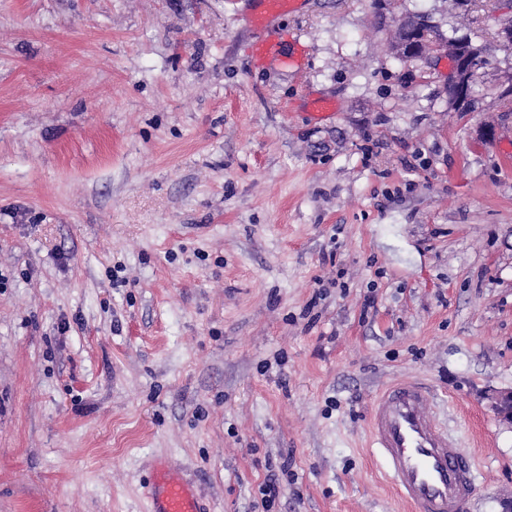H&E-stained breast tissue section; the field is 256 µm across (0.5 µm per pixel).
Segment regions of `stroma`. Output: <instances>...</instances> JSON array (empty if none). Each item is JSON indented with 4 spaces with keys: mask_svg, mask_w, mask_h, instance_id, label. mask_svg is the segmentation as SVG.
Wrapping results in <instances>:
<instances>
[{
    "mask_svg": "<svg viewBox=\"0 0 512 512\" xmlns=\"http://www.w3.org/2000/svg\"><path fill=\"white\" fill-rule=\"evenodd\" d=\"M256 6L0 0V512H148L160 460L212 512H409L366 426L404 377L468 512L512 492V51L460 112L384 47L452 0ZM261 7L260 12L253 15L252 19L256 25H263L270 18L280 16L286 12L293 11L299 0H257ZM423 22H428L423 16L405 15L401 19H398L395 25L393 39L388 44V49L392 52V49L396 51L397 55L403 58L399 54L398 42L403 39H408L409 34L415 29V27ZM396 43V44H394ZM394 44V45H393Z\"/></svg>",
    "mask_w": 512,
    "mask_h": 512,
    "instance_id": "stroma-1",
    "label": "stroma"
}]
</instances>
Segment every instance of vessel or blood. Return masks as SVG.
Returning a JSON list of instances; mask_svg holds the SVG:
<instances>
[{
    "instance_id": "vessel-or-blood-1",
    "label": "vessel or blood",
    "mask_w": 512,
    "mask_h": 512,
    "mask_svg": "<svg viewBox=\"0 0 512 512\" xmlns=\"http://www.w3.org/2000/svg\"><path fill=\"white\" fill-rule=\"evenodd\" d=\"M299 0H259L253 21L293 11ZM433 394L415 380L397 381L373 401L370 445L385 464L399 496L416 512H467L478 476L471 458L432 407ZM149 512H207L195 487L157 463L147 484Z\"/></svg>"
}]
</instances>
